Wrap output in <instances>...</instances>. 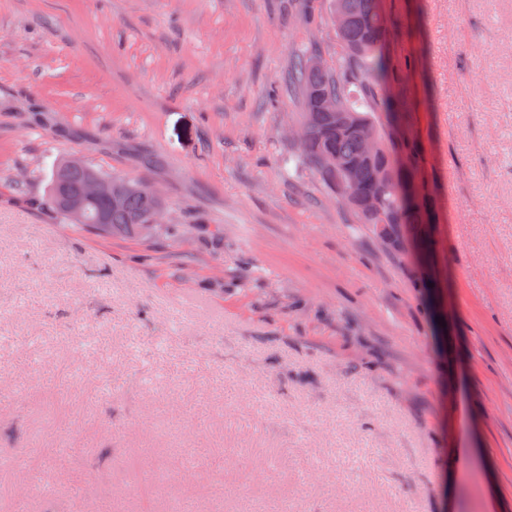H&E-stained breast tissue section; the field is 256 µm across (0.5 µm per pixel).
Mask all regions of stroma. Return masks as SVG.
<instances>
[{
  "label": "stroma",
  "mask_w": 512,
  "mask_h": 512,
  "mask_svg": "<svg viewBox=\"0 0 512 512\" xmlns=\"http://www.w3.org/2000/svg\"><path fill=\"white\" fill-rule=\"evenodd\" d=\"M380 6L416 62L421 265L285 163L330 20L0 0V512H512V0ZM74 156L156 192L158 233L51 209Z\"/></svg>",
  "instance_id": "stroma-1"
}]
</instances>
